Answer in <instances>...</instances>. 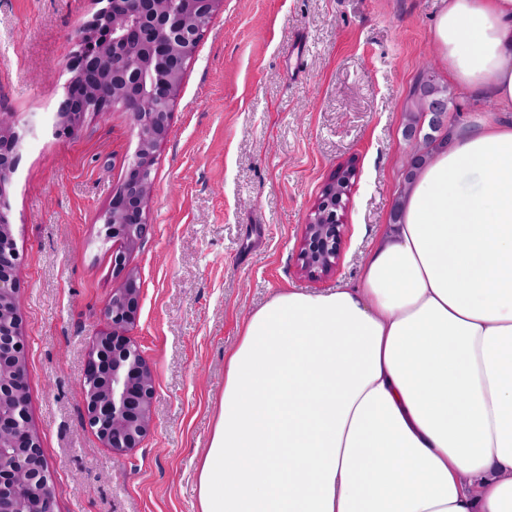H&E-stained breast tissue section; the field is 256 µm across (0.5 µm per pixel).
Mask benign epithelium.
Here are the masks:
<instances>
[{
    "label": "benign epithelium",
    "instance_id": "7a95c632",
    "mask_svg": "<svg viewBox=\"0 0 512 512\" xmlns=\"http://www.w3.org/2000/svg\"><path fill=\"white\" fill-rule=\"evenodd\" d=\"M69 57L72 77L57 99L54 136L70 139L88 120L119 108L133 117L136 152L101 212L112 242L116 287L103 309L84 369L85 424L116 451L138 448L153 423L155 378L129 332L140 311V275L129 264L150 231L157 152L171 133L186 62L195 57L205 23L224 0H96ZM25 130L0 113V512H55L53 467L31 429L21 332V255L11 223L9 188ZM356 163L339 165L324 183L303 225L299 260L311 277L335 273Z\"/></svg>",
    "mask_w": 512,
    "mask_h": 512
}]
</instances>
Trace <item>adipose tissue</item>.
<instances>
[{
  "instance_id": "adipose-tissue-1",
  "label": "adipose tissue",
  "mask_w": 512,
  "mask_h": 512,
  "mask_svg": "<svg viewBox=\"0 0 512 512\" xmlns=\"http://www.w3.org/2000/svg\"><path fill=\"white\" fill-rule=\"evenodd\" d=\"M448 76L502 118L452 126L359 282L244 323L198 512H512V0H443Z\"/></svg>"
}]
</instances>
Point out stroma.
I'll use <instances>...</instances> for the list:
<instances>
[{
	"instance_id": "stroma-1",
	"label": "stroma",
	"mask_w": 512,
	"mask_h": 512,
	"mask_svg": "<svg viewBox=\"0 0 512 512\" xmlns=\"http://www.w3.org/2000/svg\"><path fill=\"white\" fill-rule=\"evenodd\" d=\"M441 0H224L189 63L152 172L151 229L131 337L155 375L141 447L115 452L84 424L85 355L116 282L99 216L137 140L128 114L53 135L66 62L93 0H0V107L30 131L10 187L23 256L31 425L54 468L56 512H196L195 470L224 393V354L283 288L356 285L388 223L410 149L403 111ZM358 176L340 267L300 271L310 206L339 164Z\"/></svg>"
}]
</instances>
